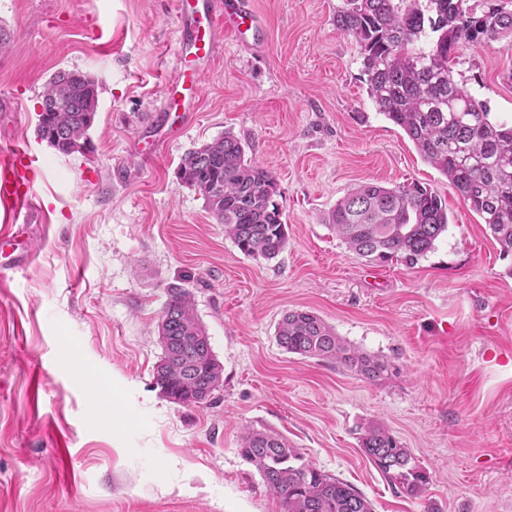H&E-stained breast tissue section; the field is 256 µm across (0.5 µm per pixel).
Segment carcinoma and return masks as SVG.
<instances>
[{
	"instance_id": "carcinoma-1",
	"label": "carcinoma",
	"mask_w": 512,
	"mask_h": 512,
	"mask_svg": "<svg viewBox=\"0 0 512 512\" xmlns=\"http://www.w3.org/2000/svg\"><path fill=\"white\" fill-rule=\"evenodd\" d=\"M469 0H345L336 28L360 47L368 94L378 112L399 126L423 159L444 175L486 224L500 257L512 256V126L494 123L484 103L455 78V53L512 35V10L492 4L482 12ZM42 101L59 104L40 113L38 137L63 155L89 149L98 105V82L78 71H57ZM177 180L203 198L216 223L237 248L254 259L272 260L288 240L275 176L245 158L230 132L184 153ZM329 223L347 249L368 264L396 260L413 267L435 249L447 231L448 209L419 183L387 187L356 185L336 203ZM158 335L162 356L154 381L176 404L207 406L222 385L223 368L209 346L192 294L167 288ZM276 339L287 352L334 360L369 381L389 365L346 343L310 310L284 313ZM368 460L397 490L424 496L428 472L382 424L361 437ZM240 453L259 472L282 512H373L354 486L310 462L283 437L247 429Z\"/></svg>"
}]
</instances>
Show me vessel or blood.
<instances>
[{
  "mask_svg": "<svg viewBox=\"0 0 512 512\" xmlns=\"http://www.w3.org/2000/svg\"><path fill=\"white\" fill-rule=\"evenodd\" d=\"M176 11L181 65L166 84L163 110L175 113L182 123L197 107L200 73L221 52L225 34L243 39L247 32L260 29L261 20L252 0H176ZM40 167V155L26 149L11 151L0 160V204L13 218L12 224L0 228V248L10 250L6 262L10 269L31 261L25 247L27 227L21 219L35 209L30 175Z\"/></svg>",
  "mask_w": 512,
  "mask_h": 512,
  "instance_id": "1",
  "label": "vessel or blood"
}]
</instances>
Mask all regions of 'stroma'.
Listing matches in <instances>:
<instances>
[{
	"label": "stroma",
	"mask_w": 512,
	"mask_h": 512,
	"mask_svg": "<svg viewBox=\"0 0 512 512\" xmlns=\"http://www.w3.org/2000/svg\"><path fill=\"white\" fill-rule=\"evenodd\" d=\"M253 2L263 46L226 38L171 135L156 116L178 67L176 0H0V153L25 143L45 161L35 257L0 269V512H280L240 454L247 428L279 433L374 512H512V262L377 112L360 49L336 27L343 0ZM61 69L99 84L82 154L36 134ZM455 71L492 119L512 120V37L461 46ZM227 132L283 196L288 242L272 260L242 254L175 178L187 150ZM412 181L445 200L447 232L415 267L362 262L329 211L357 184ZM173 284L191 292L223 367L205 407L154 384ZM292 309L388 361L389 375L286 352L276 327ZM375 422L428 471L424 497L397 492L364 455Z\"/></svg>",
	"instance_id": "obj_1"
}]
</instances>
